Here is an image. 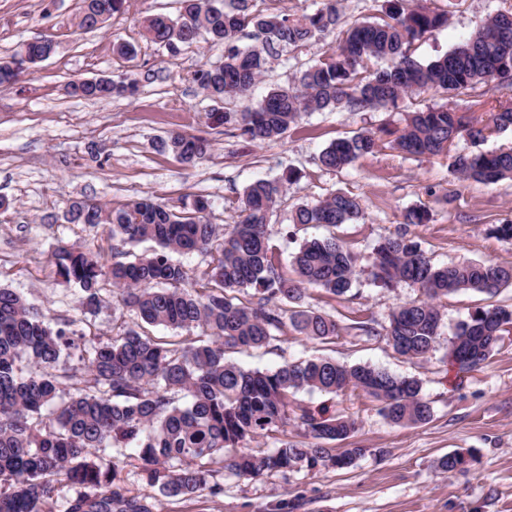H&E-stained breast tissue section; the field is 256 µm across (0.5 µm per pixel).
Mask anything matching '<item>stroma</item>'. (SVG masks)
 Instances as JSON below:
<instances>
[{
	"label": "stroma",
	"instance_id": "stroma-1",
	"mask_svg": "<svg viewBox=\"0 0 512 512\" xmlns=\"http://www.w3.org/2000/svg\"><path fill=\"white\" fill-rule=\"evenodd\" d=\"M448 10L447 26L414 44V56L429 62L459 45L476 23L512 0H429ZM337 30L279 50L269 57L263 77L246 99L230 102L233 110L254 105L272 87L294 83L300 72L334 46L344 29L385 15V0H340ZM82 0H0V58L43 34L57 43L55 54L18 84L0 87V286L22 293L29 303L53 316L81 317L86 338L111 334L115 325L133 324V312L104 307L82 311L75 287L59 277L51 262L58 242L119 260L107 226L70 224L64 213L70 200L86 198L112 207L150 195L171 205L187 194L211 203V223L232 225L240 213L245 188L256 178L298 171L270 213L271 244L285 272L303 241L336 237L355 256L357 274L350 292L337 297L309 289L305 308L331 315L339 330L326 341L287 331L272 348L231 352L247 369H273L288 360L326 357L347 365H371L418 378L432 407L428 422L390 424L379 405L362 392L333 395L302 391L296 407L328 406L356 423L341 440L362 454L344 468L300 467L256 478L220 469L215 481L224 487L213 498H160L158 512H512V332L479 367L460 373L448 363V340L475 309L511 306L512 287L489 297L462 291L441 301L442 322L433 350L421 360L396 353L385 338L389 315L398 305L420 298L418 288L400 283L376 284L371 270L374 249L383 238L404 233L436 264L491 260L512 265V243L494 229L512 224V180L483 184L453 174L451 154L468 153L472 144L456 139L450 153L407 156L382 141L372 154L341 170L321 166L318 156L332 141L381 128L403 127L407 112L443 105L434 92L408 95L395 108H350L308 112L276 142L256 145L241 137L236 120L215 122L218 111L192 75L201 65L224 57L220 44L199 42L172 54L147 40L144 16L178 17L179 0H128L124 12L102 28L77 27ZM135 44L128 59L113 53V40ZM132 97L83 100L70 97L68 83L122 73L143 75ZM512 102V87L476 85L452 100L458 112L486 118L499 103ZM172 132L201 135L210 142L206 158L195 165L158 152L159 138ZM345 191L362 198L361 219L336 228L296 227L294 205L314 203ZM429 213L425 224H408L406 211ZM474 451L477 460L454 473L439 470L441 457Z\"/></svg>",
	"mask_w": 512,
	"mask_h": 512
}]
</instances>
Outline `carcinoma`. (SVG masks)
<instances>
[{"instance_id":"carcinoma-1","label":"carcinoma","mask_w":512,"mask_h":512,"mask_svg":"<svg viewBox=\"0 0 512 512\" xmlns=\"http://www.w3.org/2000/svg\"><path fill=\"white\" fill-rule=\"evenodd\" d=\"M81 30L101 27L124 8L125 0H82ZM385 18L348 28L339 44L300 72L288 87L271 89L255 107L236 113L241 135L261 144L281 138L304 112L344 107L388 108L413 90L455 96L484 83L487 74L512 75V11L488 15L463 43L426 64L412 51L426 33L448 23V13L424 0H387ZM172 19L150 16L147 38L177 53L200 40L224 43V60L205 64L194 80L213 101L247 97L262 76L266 57L282 46H299L336 29L338 0H322L312 13L297 17L248 13L247 0L228 9L224 0H181ZM254 27L261 41L241 48L239 34ZM56 42L42 35L22 44L8 62H0V87L17 83L25 70L49 59ZM374 57L388 67L360 71ZM140 80L108 78L69 83L68 93L86 100L133 95ZM512 129V104L490 113L485 123L446 106L411 112L394 139L412 155H438L460 137L482 144L492 132ZM376 132L338 138L324 148L321 165L344 169L375 152ZM210 142L171 133L158 150L187 164L204 159ZM458 177L485 184L512 178V151H472L453 156ZM290 169L277 180L257 179L243 193L239 219L228 232L206 216L200 197L180 210L141 198L113 208L73 200L65 212L70 224H107L121 246L144 242L153 247L127 261L108 262L100 254L68 245L51 255L56 273L77 287L80 304L96 310L104 303L105 283L112 301L131 309L148 325H163L204 338L180 344L158 340L142 326L118 327L115 335L90 343L83 367L69 365L80 320L54 322L20 294L0 288V512H157V499L131 488L121 477L131 466L146 486L167 498L200 493L217 497L224 488L213 481L210 464L243 477L288 471L302 465L332 467L335 449L327 443L349 437L355 423L325 410L303 411L300 420L314 443L305 447L288 438L277 446L242 448L244 441L275 438L288 426L289 397L301 390L341 393L359 389L379 403L395 425L429 421L432 408L421 382L365 365L346 366L331 359L288 361L274 370H246L226 358L230 349L269 347L290 325L311 339L337 334L336 320L306 310L307 287L335 296L350 291L356 259L334 238L304 242L293 256L296 276H286L269 246L268 215L288 183ZM364 215L362 200L338 191L314 204L295 207L294 225L337 226ZM216 253L212 264L193 276L172 254ZM374 279L384 287L409 283L424 298L396 307L386 336L407 358H423L434 347L442 316L437 301L476 291L490 297L512 286V266L491 260L436 265L421 246L404 235L384 238L375 248ZM208 284L196 288L197 281ZM252 289L253 300L235 302L234 293ZM512 328V309H477L461 322L449 341L448 358L460 371L485 363L503 333ZM469 462L460 453L438 461L448 473ZM69 494L59 497L60 488Z\"/></svg>"}]
</instances>
